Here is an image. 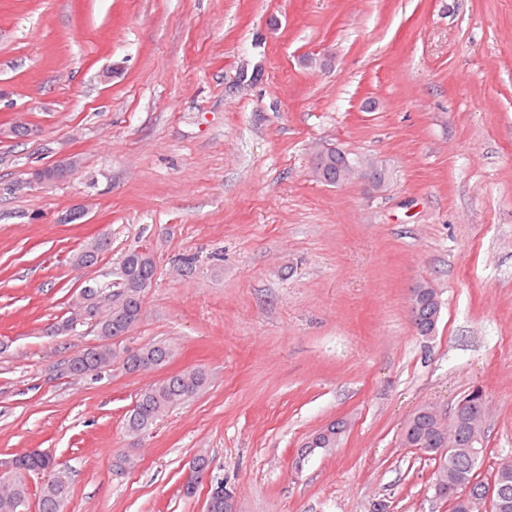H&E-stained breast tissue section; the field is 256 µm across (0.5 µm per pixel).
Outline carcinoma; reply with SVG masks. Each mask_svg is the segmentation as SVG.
Wrapping results in <instances>:
<instances>
[{
    "instance_id": "cac0c4a2",
    "label": "carcinoma",
    "mask_w": 512,
    "mask_h": 512,
    "mask_svg": "<svg viewBox=\"0 0 512 512\" xmlns=\"http://www.w3.org/2000/svg\"><path fill=\"white\" fill-rule=\"evenodd\" d=\"M107 244L95 240L84 245L73 255V264L86 267L97 263L99 255ZM154 260L145 251H131L123 257L116 277L119 283L88 284L73 294L70 307L71 315L58 324L57 330L71 331L77 323L91 321L97 332L98 343L85 348L70 358L67 369L75 375L93 374L99 376L119 366L129 373H148L166 364L174 355L173 347L166 342H153L137 348L134 354L129 349L118 350L115 341L132 330L142 319V293L137 288L138 282L150 280L154 276ZM431 306L423 307L412 318L418 334L431 331L436 327L432 320ZM207 384V373L201 368H192L169 375L146 387L136 400L135 407L126 417V430L132 437H140L149 432L157 421L175 404L187 400ZM464 399L472 402L470 419L477 422L481 411L487 405L484 393L470 392ZM408 435L415 441H424L435 454L438 438L432 429L431 418L426 414L416 413L405 425ZM472 432L467 424L457 429L456 451L448 454L441 463L440 470L446 474L444 491L439 497L448 493L466 495L468 498L481 497L485 480L476 474L479 466L472 463ZM22 467L29 471L54 468L52 455L45 453L35 459L25 454L15 457ZM502 486L499 499V512H512V462L498 465L492 472ZM224 481L216 482L207 500V512H224ZM69 494V485L62 476H54L36 489L39 512H63ZM30 500L28 482L17 473L5 472L0 478V512H19L21 503Z\"/></svg>"
}]
</instances>
